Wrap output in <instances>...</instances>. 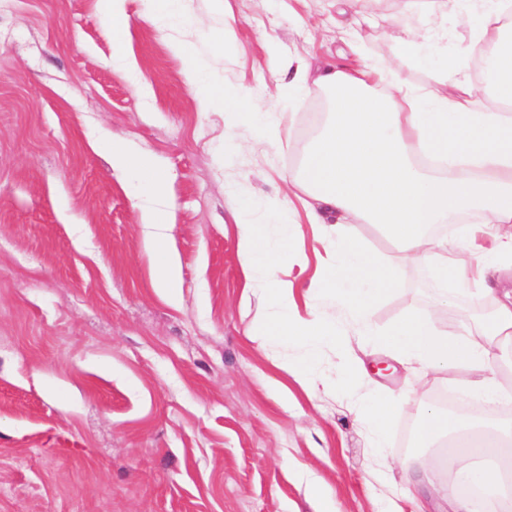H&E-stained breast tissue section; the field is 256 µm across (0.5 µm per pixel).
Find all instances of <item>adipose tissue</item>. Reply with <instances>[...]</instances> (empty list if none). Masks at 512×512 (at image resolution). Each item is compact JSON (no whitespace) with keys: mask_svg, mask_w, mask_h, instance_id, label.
<instances>
[{"mask_svg":"<svg viewBox=\"0 0 512 512\" xmlns=\"http://www.w3.org/2000/svg\"><path fill=\"white\" fill-rule=\"evenodd\" d=\"M401 22L389 40L398 56L421 65L427 54L448 44V18L481 12L464 52L481 61L480 77L471 76L455 59H446L432 85L412 86L396 79L390 58L365 59L353 69L295 70V84L319 86L329 110L312 138L289 187H302L310 223L336 228L332 258L324 267L319 294L337 317L303 318L291 283L279 278L288 249L289 211L273 203L277 236L263 225L238 218V254L245 290L263 305L265 334L280 343L299 344L303 355L286 369L311 386L314 348L322 342L342 345L343 321L353 319L363 341L416 365L418 381L428 385L439 375L462 372L467 390L495 406L512 395V290L503 291L478 323L462 325L454 335L436 323L441 308H453L449 287H471L484 280L501 257L512 258V0H399ZM387 85L384 93L376 85ZM112 164L127 171L149 198L140 220L159 253L153 286L166 298L177 295L180 262L168 253L169 199L161 175L147 162L120 147ZM478 211L480 230L489 247L477 250L471 235L451 240L431 228ZM371 224L398 245L397 260L382 261L351 227ZM402 265L431 268L435 307L396 323L389 331L374 328L375 302L394 288ZM406 395L366 397L355 414L383 440L389 420L407 403ZM420 444L450 441L451 477L442 487L427 480L436 462L421 454L400 460L404 487L401 504L420 508L445 501L448 512H512V470L500 465L512 458V431L492 420L473 421L436 408H424L417 428Z\"/></svg>","mask_w":512,"mask_h":512,"instance_id":"obj_1","label":"adipose tissue"}]
</instances>
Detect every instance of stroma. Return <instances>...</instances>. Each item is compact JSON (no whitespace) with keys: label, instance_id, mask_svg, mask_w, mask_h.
<instances>
[{"label":"stroma","instance_id":"obj_1","mask_svg":"<svg viewBox=\"0 0 512 512\" xmlns=\"http://www.w3.org/2000/svg\"><path fill=\"white\" fill-rule=\"evenodd\" d=\"M368 9L382 21L361 55L334 25L336 0H177L165 23L154 0H125L120 49L99 0H0V512H313L304 470L338 512H383L371 477L416 451L422 404L449 392L457 414L485 416L459 382L438 380L377 453L350 402L415 389L407 365L358 344L348 322L346 353L318 345L317 378L337 382L350 357L369 379L307 393L257 337L260 303L242 305L232 214L264 223L325 112L316 86L289 100L288 64L390 55L395 0ZM190 62L240 115L201 105ZM283 110L274 149L235 151L258 134L251 113ZM116 142L168 182L176 301L152 286L156 255L133 181L112 165ZM325 247L297 211L280 266L298 292ZM399 276L374 306L377 329L433 299L429 270Z\"/></svg>","mask_w":512,"mask_h":512}]
</instances>
